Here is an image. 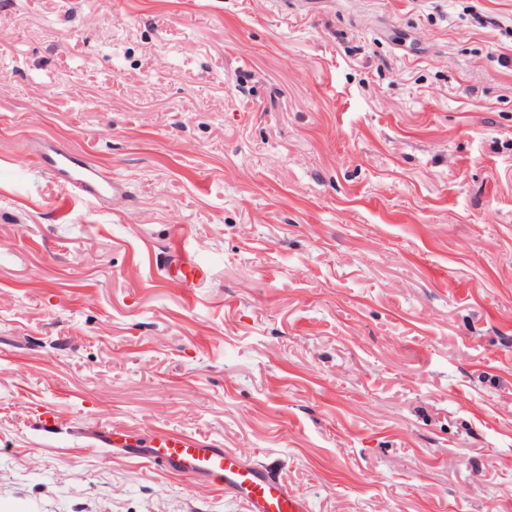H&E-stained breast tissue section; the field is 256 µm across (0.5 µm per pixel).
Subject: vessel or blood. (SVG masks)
<instances>
[{"label": "vessel or blood", "mask_w": 512, "mask_h": 512, "mask_svg": "<svg viewBox=\"0 0 512 512\" xmlns=\"http://www.w3.org/2000/svg\"><path fill=\"white\" fill-rule=\"evenodd\" d=\"M68 192L95 202L125 193L123 183L103 174L74 152L54 142L42 143L31 155ZM99 447L121 450L185 474L214 482L247 505V512H308L307 502L290 490L273 461H244L236 452L193 436L164 434L151 447L117 446L110 433L96 437Z\"/></svg>", "instance_id": "1"}]
</instances>
